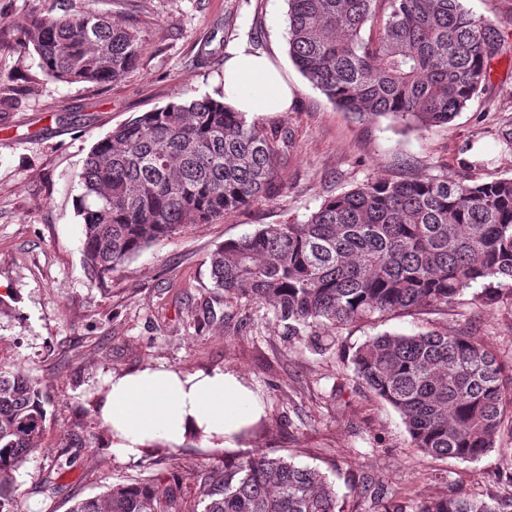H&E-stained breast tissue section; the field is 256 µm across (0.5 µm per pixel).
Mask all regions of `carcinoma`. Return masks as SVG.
Masks as SVG:
<instances>
[{
  "label": "carcinoma",
  "mask_w": 512,
  "mask_h": 512,
  "mask_svg": "<svg viewBox=\"0 0 512 512\" xmlns=\"http://www.w3.org/2000/svg\"><path fill=\"white\" fill-rule=\"evenodd\" d=\"M289 56L328 99L356 118L390 117L409 130L448 124L486 90L506 51L493 22L462 0H287ZM32 51L64 83L107 84L138 62L134 32L67 0L34 17L0 51ZM277 131L205 95L172 102L98 141L79 174L77 216L96 281L145 248L269 197L287 159ZM466 143L459 153H471ZM463 176L375 175L324 200L302 222L261 227L210 254L215 288L271 308L288 338L325 355L338 330L427 308L482 288L486 306L512 299V177L484 181L481 155ZM353 378L401 416L413 447L437 459L512 458V386L483 336L442 324L384 332L349 356ZM45 386L19 361H0V502L20 504L13 473L41 444ZM377 512H512V500L462 491L413 510L366 478L346 477ZM345 512L336 482L268 452L224 453L184 500L157 484L115 483L69 512Z\"/></svg>",
  "instance_id": "obj_1"
}]
</instances>
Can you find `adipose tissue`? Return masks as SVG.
<instances>
[{
  "label": "adipose tissue",
  "instance_id": "adipose-tissue-1",
  "mask_svg": "<svg viewBox=\"0 0 512 512\" xmlns=\"http://www.w3.org/2000/svg\"><path fill=\"white\" fill-rule=\"evenodd\" d=\"M291 99L287 80L267 57L241 50L225 63L224 100L237 111L284 112ZM96 411L113 453L137 458L193 439L209 448L231 446L263 407L234 371L187 373L158 365L112 375Z\"/></svg>",
  "mask_w": 512,
  "mask_h": 512
}]
</instances>
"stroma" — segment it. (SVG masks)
Returning a JSON list of instances; mask_svg holds the SVG:
<instances>
[{"mask_svg": "<svg viewBox=\"0 0 512 512\" xmlns=\"http://www.w3.org/2000/svg\"><path fill=\"white\" fill-rule=\"evenodd\" d=\"M62 0H0V41H13L30 16ZM122 18L142 50L136 66L103 85L63 83L31 52H0V90L15 106L0 112V358H20L49 388L39 450L15 474L22 512H68L112 483H158L189 496L224 452L200 443L160 448L133 460L105 439L74 448L69 435L98 431L92 394L114 372L164 364L187 371L238 372L260 395L264 415L245 450L292 456L301 465L364 475L410 504L460 488L512 498V472L498 453L475 461L437 460L411 447L399 415L355 382L352 347L378 333L411 334L433 324L468 326L512 360V306L490 308L466 290L441 313L397 316L342 330L318 355L286 341L273 311L225 298L214 288L209 254L266 224L304 221L324 199L378 174H463L458 149L470 144L487 165L483 180L512 177L499 140L512 128V50L493 62L486 92L448 127L417 133L391 119L361 122L331 102L294 66L286 0H92ZM267 55L293 90L288 111L264 112L293 144L272 199L154 244L101 284H92L76 212L78 175L92 146L144 112L183 98L215 95L224 61L240 46Z\"/></svg>", "mask_w": 512, "mask_h": 512, "instance_id": "obj_1", "label": "stroma"}]
</instances>
